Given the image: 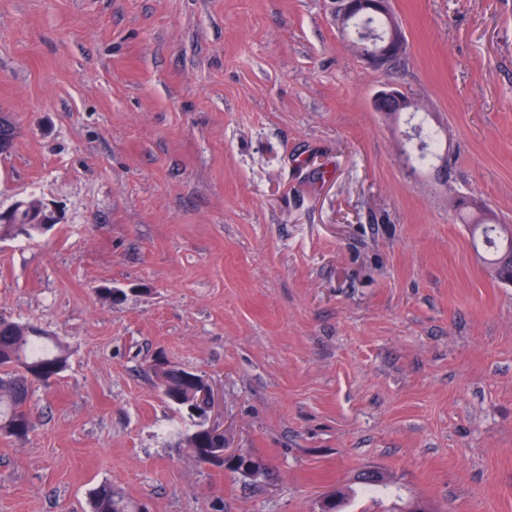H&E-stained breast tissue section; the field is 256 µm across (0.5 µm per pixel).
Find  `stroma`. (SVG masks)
Listing matches in <instances>:
<instances>
[{"mask_svg":"<svg viewBox=\"0 0 512 512\" xmlns=\"http://www.w3.org/2000/svg\"><path fill=\"white\" fill-rule=\"evenodd\" d=\"M390 9L406 50L375 70L335 0H0V210L61 215L0 241V315L69 356L0 433V512L104 482L143 512H512V285L455 209L512 225V0ZM386 85L447 171L407 166ZM155 358L214 385L261 476L182 446ZM372 106L376 112L389 118H397L402 112H412L421 107L417 101L392 87L378 91L373 97ZM418 112V109L412 112V118Z\"/></svg>","mask_w":512,"mask_h":512,"instance_id":"obj_1","label":"stroma"}]
</instances>
